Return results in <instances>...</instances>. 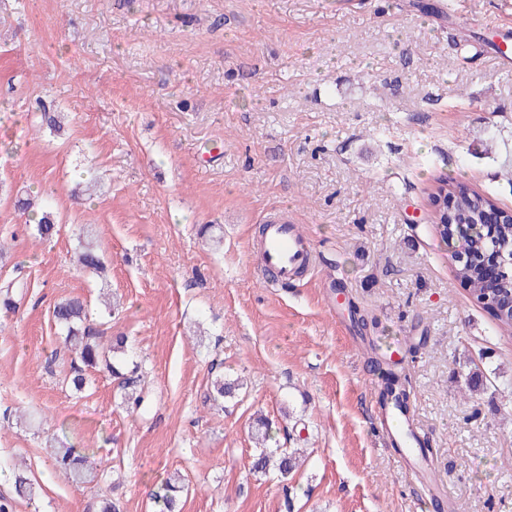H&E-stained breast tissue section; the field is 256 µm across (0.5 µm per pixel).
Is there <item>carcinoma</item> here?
Listing matches in <instances>:
<instances>
[{"label":"carcinoma","mask_w":512,"mask_h":512,"mask_svg":"<svg viewBox=\"0 0 512 512\" xmlns=\"http://www.w3.org/2000/svg\"><path fill=\"white\" fill-rule=\"evenodd\" d=\"M35 111L40 113L41 125L53 133L61 132L58 115L50 104L40 99ZM435 198L440 200L438 232L445 241L453 243L454 252L466 257L467 262L455 267V279L463 289L482 306L493 301L496 309L489 315L497 326L512 335V223L487 224L486 213L497 208L495 199L474 191L467 182L457 179H441L437 182ZM473 224L477 229L469 234L459 231V225ZM36 233L41 240L49 241L60 232L59 221L50 210H43L42 217L35 222ZM499 255L505 259L498 276L487 277L483 261L488 255ZM80 269L97 276L104 267V260L99 246L91 239L80 242L77 258ZM26 282L14 278L0 284V302L5 310L16 308L15 298L22 295ZM89 310L87 304L78 297H72L56 303L52 317L63 331V343L74 353L80 365L75 367L70 376V387L76 391L83 390L88 384L85 369L102 367L118 380L124 397L131 407L137 408L144 402L143 389L137 375L138 364L126 371V359L120 358L125 353L126 340L122 336L103 342L102 337L87 324ZM380 376L378 400L386 405L393 400L397 404L407 401V394L400 389L397 377L389 365L381 360L375 361ZM298 450L277 448L269 451L265 448L256 454L252 461L255 472H264L270 467L278 469L283 477L295 470ZM56 463L66 476L75 484H84L100 480L103 474L89 461V452L79 448L61 445L52 449ZM184 486L180 478L173 476L166 479L157 489L151 491L150 498L158 512H180V495ZM14 492L20 498L33 499L37 495L34 483L24 476L17 475L14 480Z\"/></svg>","instance_id":"1"}]
</instances>
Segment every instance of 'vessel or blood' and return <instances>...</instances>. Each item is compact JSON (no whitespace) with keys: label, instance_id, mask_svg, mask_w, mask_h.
Returning <instances> with one entry per match:
<instances>
[{"label":"vessel or blood","instance_id":"obj_1","mask_svg":"<svg viewBox=\"0 0 512 512\" xmlns=\"http://www.w3.org/2000/svg\"><path fill=\"white\" fill-rule=\"evenodd\" d=\"M256 253L263 281L274 288L301 281L316 268V252L309 236L282 213L271 214L264 221ZM383 418L388 434L405 440L408 450L417 448L415 418L411 413L389 407Z\"/></svg>","mask_w":512,"mask_h":512}]
</instances>
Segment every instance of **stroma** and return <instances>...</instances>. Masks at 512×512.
Instances as JSON below:
<instances>
[{"instance_id": "stroma-1", "label": "stroma", "mask_w": 512, "mask_h": 512, "mask_svg": "<svg viewBox=\"0 0 512 512\" xmlns=\"http://www.w3.org/2000/svg\"><path fill=\"white\" fill-rule=\"evenodd\" d=\"M506 0H0V495L14 512H155L177 474L181 512H425L420 484L377 420L368 361L400 345L417 428L448 496L441 512H512V337L454 278L436 230L439 179L512 209V70L482 24ZM65 116L39 127L36 98ZM92 182L78 201L76 183ZM50 204L39 240L17 196ZM287 210L319 257L312 278L272 288L249 244ZM91 224L104 278L73 262ZM355 304L358 331L328 308ZM109 285L118 309L100 317ZM87 300L94 328L127 339L148 398L87 372L51 311ZM238 381L214 405L215 375ZM300 448L288 479L251 469ZM94 451L105 479L76 485L51 439ZM38 488L15 498L12 467Z\"/></svg>"}]
</instances>
